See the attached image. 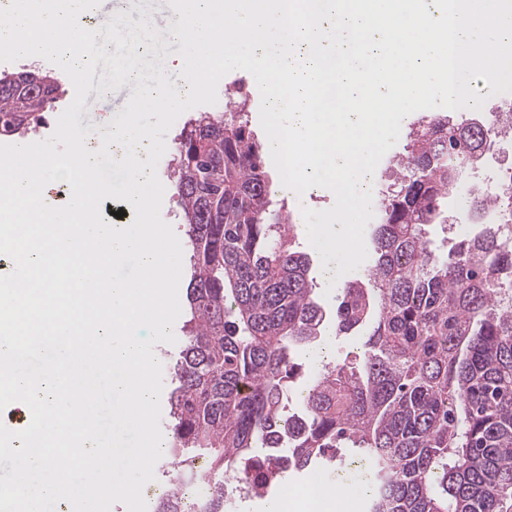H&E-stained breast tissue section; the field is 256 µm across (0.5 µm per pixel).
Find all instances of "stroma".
Listing matches in <instances>:
<instances>
[{"mask_svg":"<svg viewBox=\"0 0 512 512\" xmlns=\"http://www.w3.org/2000/svg\"><path fill=\"white\" fill-rule=\"evenodd\" d=\"M94 13L98 22H106L111 15L123 14V21L117 22L116 27L122 35L136 33L141 40L139 45L144 57L140 71L148 75L163 70L174 88H181L184 80L179 75L177 53L181 48L169 33L171 24L176 23L178 16L168 0H102ZM217 94L221 100L242 101L254 132H261L259 121L260 93L253 76L244 70H235L226 74L219 82ZM127 103L125 87L111 88L110 70L105 61H98L92 78V88L85 98L84 110L78 117L80 127L89 131H98L105 121L115 114L125 111ZM424 111H416L402 121L403 136L383 156L379 162L369 185L372 190L373 205H380L384 195L393 181L389 165L395 156L403 153L406 141L404 135L414 124L424 119ZM326 341L321 349L303 351L299 361L303 368L301 377L314 375L319 364V354H326L328 359L336 362H354L362 343L365 340L363 332H355L348 336L337 335L334 325L326 327Z\"/></svg>","mask_w":512,"mask_h":512,"instance_id":"1","label":"stroma"}]
</instances>
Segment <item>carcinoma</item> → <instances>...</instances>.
<instances>
[{"label":"carcinoma","mask_w":512,"mask_h":512,"mask_svg":"<svg viewBox=\"0 0 512 512\" xmlns=\"http://www.w3.org/2000/svg\"><path fill=\"white\" fill-rule=\"evenodd\" d=\"M61 93L37 66L0 78V135L40 126ZM197 112L174 139L184 215L189 319L168 367L169 428L180 484L151 512H224L223 476L256 490L286 474L365 461L371 512H512V246L481 221L500 193L478 189L471 234L449 252L428 228L483 158L484 138L512 136V113L457 123L432 114L412 127L380 206L365 280L345 284L339 335L365 327L355 363H328L286 411L297 351L326 312L298 225L273 207L263 145L242 119Z\"/></svg>","instance_id":"1"}]
</instances>
